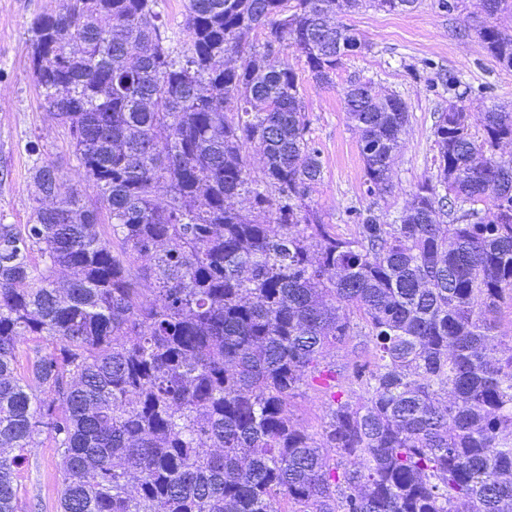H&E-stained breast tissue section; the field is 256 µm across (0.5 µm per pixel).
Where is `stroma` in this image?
Returning a JSON list of instances; mask_svg holds the SVG:
<instances>
[{
	"instance_id": "1",
	"label": "stroma",
	"mask_w": 512,
	"mask_h": 512,
	"mask_svg": "<svg viewBox=\"0 0 512 512\" xmlns=\"http://www.w3.org/2000/svg\"><path fill=\"white\" fill-rule=\"evenodd\" d=\"M64 0H0V224L27 223L34 206V186L27 153L30 139H40L42 158L59 165L65 178L62 193L80 192L94 201L72 155L62 129L45 116L29 74V24L41 13L58 12ZM366 41L368 48L349 57L332 84L316 85L303 57L284 49L277 59L289 63L302 80V94L310 118L309 136L321 153L322 177L310 194V205L336 235L353 237L355 222L348 207L372 208L377 214L397 216L409 203L417 185L435 174L437 146L434 125L448 106L442 82L462 75L472 87L488 86L487 94L473 95L465 105L474 120L471 132L482 137L480 112L498 104L512 105V70L502 68L483 48L475 30L483 15L478 0H458L448 12L438 0H417L410 10L384 12L372 7L343 15ZM372 80L382 95L396 94L405 102L408 122L395 152L391 186L382 195L367 196L359 134L343 103L349 80ZM346 315L354 326L346 343L328 350L324 362L335 370L344 397L360 403L362 393L352 381V366L365 355L361 333L363 314L354 307ZM329 398L305 385L288 407L292 423L312 437H320ZM62 476L61 457L50 437L28 453L16 474L24 512H58Z\"/></svg>"
}]
</instances>
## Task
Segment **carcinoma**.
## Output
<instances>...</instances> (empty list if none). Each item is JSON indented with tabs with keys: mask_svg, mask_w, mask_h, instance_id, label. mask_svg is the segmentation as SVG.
Returning <instances> with one entry per match:
<instances>
[{
	"mask_svg": "<svg viewBox=\"0 0 512 512\" xmlns=\"http://www.w3.org/2000/svg\"><path fill=\"white\" fill-rule=\"evenodd\" d=\"M343 3L415 0H185L176 28L162 0H69L33 19L41 107L97 199L60 197L59 167L27 143L37 206L0 224V512H19L15 472L45 433L61 512H278L280 497L294 512H512V355L494 344L512 299V158L495 153L512 110L483 112L477 140L472 87L446 80L457 104L435 123L436 174L391 222L350 208L356 234L339 237L308 204L322 162L300 78L268 58L293 48L332 84L336 34L367 48L336 20ZM482 8L478 38L510 70L496 20L512 0ZM255 29L263 43L241 51ZM343 100L373 195L407 106L360 81ZM350 305L372 345L353 366L364 402L327 391L316 441L288 403L351 336ZM23 336L50 350L21 372ZM327 448L359 467H329Z\"/></svg>",
	"mask_w": 512,
	"mask_h": 512,
	"instance_id": "cac0c4a2",
	"label": "carcinoma"
}]
</instances>
